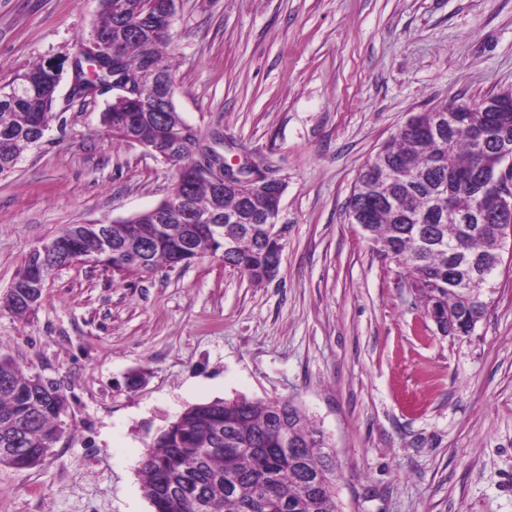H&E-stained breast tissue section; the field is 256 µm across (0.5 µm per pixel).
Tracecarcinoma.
Wrapping results in <instances>:
<instances>
[{
    "instance_id": "cac0c4a2",
    "label": "carcinoma",
    "mask_w": 512,
    "mask_h": 512,
    "mask_svg": "<svg viewBox=\"0 0 512 512\" xmlns=\"http://www.w3.org/2000/svg\"><path fill=\"white\" fill-rule=\"evenodd\" d=\"M146 0H99L97 22L112 33L125 29L145 12ZM145 42L128 39L120 61L112 62V76L136 87L157 91L161 76L175 75L167 52L169 42L151 44L157 69L144 66ZM40 76L25 95L0 104V170L19 159L38 132V120L52 113L40 111L51 76L43 64L26 68ZM182 121L177 110L152 116L129 137L149 136L162 142ZM202 149L200 135L191 128L178 144L176 160L188 163ZM379 175L360 173L351 193L352 211L371 195L393 198L398 206L381 211L364 232L379 255L407 273L411 287L425 307H441L437 322L443 335H470L488 310L486 284L477 272L496 263L497 224L475 217L481 191L472 186L473 174H492V145L475 141L463 125L438 136L409 127L384 143L369 161ZM276 202L274 190L242 199L232 185L224 186V209L242 207L244 223L224 224V246L196 224H158L149 213L136 224H113L112 238L132 240L115 268L135 262L139 248L148 251L143 275L163 268L189 265L205 256L223 253L224 265L246 274L255 283L273 279L268 268L279 252L265 235L264 217ZM67 238L86 252L97 250L85 227L71 224ZM25 267L0 301V308L28 311L23 283ZM68 405L62 389L31 388V377L16 362L0 355V466L25 470L41 464L57 442L61 416ZM297 442L284 449V439ZM142 492L154 512H340L336 497V458L323 432L292 399L262 400L237 397L214 399L185 409L157 433L140 461ZM308 474L322 479L309 493L303 487ZM231 475L240 486L224 494V479Z\"/></svg>"
}]
</instances>
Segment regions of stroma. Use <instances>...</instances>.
Instances as JSON below:
<instances>
[{
	"label": "stroma",
	"instance_id": "1",
	"mask_svg": "<svg viewBox=\"0 0 512 512\" xmlns=\"http://www.w3.org/2000/svg\"><path fill=\"white\" fill-rule=\"evenodd\" d=\"M97 5L0 0V84L72 58ZM170 50L182 118L286 184L279 272L255 284L219 255L127 280L73 264L35 314L0 310V354L68 397L45 461L0 469V512H153L139 465L154 434L241 396L306 410L341 512H512V255L475 331L445 336L347 210L410 115L512 89V0H184ZM68 90L0 176V295L67 225L150 210L176 180L104 131V98Z\"/></svg>",
	"mask_w": 512,
	"mask_h": 512
}]
</instances>
